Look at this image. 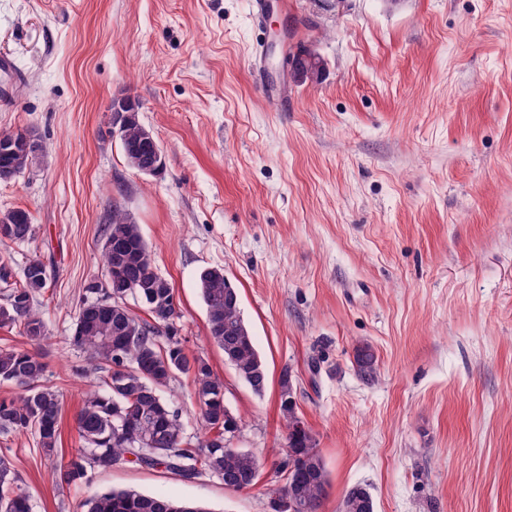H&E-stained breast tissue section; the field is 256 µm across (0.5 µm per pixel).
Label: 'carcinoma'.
I'll use <instances>...</instances> for the list:
<instances>
[{
  "label": "carcinoma",
  "instance_id": "obj_1",
  "mask_svg": "<svg viewBox=\"0 0 512 512\" xmlns=\"http://www.w3.org/2000/svg\"><path fill=\"white\" fill-rule=\"evenodd\" d=\"M293 70H321L320 57L301 51L293 57ZM123 133L128 143L148 153L143 138L148 128L139 107L126 110ZM39 149L31 131L0 132V180L12 179L32 164ZM34 224L28 211L14 209L0 215V241L33 240ZM106 272L117 271L118 281L108 291L90 281L79 308L72 344L82 350L91 369L103 374L104 389L86 394L76 419L80 448L53 470L59 487H76L88 481L89 472L123 463L163 468L185 479L210 474L224 486L243 491L256 485L260 465L252 454L224 450V440L238 429L233 414L225 412L224 381L209 362L186 351L176 327L181 317L174 288L154 266L139 225L115 207L102 246ZM31 270L23 272L19 286L9 289L0 304V327L17 328L30 344L40 345L48 334L43 318L33 309L34 297L47 286V268L35 256ZM211 339L223 351L237 374L257 393L267 383L264 360L240 315L239 295L224 269L211 267L199 276ZM142 307L134 312L128 300ZM355 364L361 378L376 376V358L367 346L356 348ZM46 364L35 350H0V383L23 389L16 399L0 401V433L29 432L47 457L54 456L60 437L61 407L57 391L42 383ZM177 374L191 377L201 411L203 438L192 444L184 438V424L172 402L163 397ZM280 412L287 430L285 456L275 470L284 476L282 492L288 495V512H319L329 483L325 462L309 428L297 427L298 413L292 372L279 381ZM366 486L349 489L343 512H374ZM82 512H205V509L165 494L109 491L85 500ZM0 512H31L29 495L18 485L11 461L0 456Z\"/></svg>",
  "mask_w": 512,
  "mask_h": 512
}]
</instances>
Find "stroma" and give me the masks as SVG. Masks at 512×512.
<instances>
[{"instance_id":"stroma-1","label":"stroma","mask_w":512,"mask_h":512,"mask_svg":"<svg viewBox=\"0 0 512 512\" xmlns=\"http://www.w3.org/2000/svg\"><path fill=\"white\" fill-rule=\"evenodd\" d=\"M0 0V54L21 83L0 130L32 131V168L0 181L34 240L0 242L9 283L51 267L33 302L61 401L60 442L0 434L32 512H79L109 489L166 493L208 512H272L286 447L279 378L329 473L320 512L354 485L375 512H512V0ZM317 54L319 79L290 61ZM284 90L274 96L263 84ZM128 95L166 158L140 175L112 135ZM139 224L172 284L191 354L224 380L233 447L262 476L236 492L121 464L60 488L96 375L69 338L84 287L105 278L113 207ZM223 268L265 360L257 394L210 338L198 276ZM372 349L375 381L354 365Z\"/></svg>"}]
</instances>
